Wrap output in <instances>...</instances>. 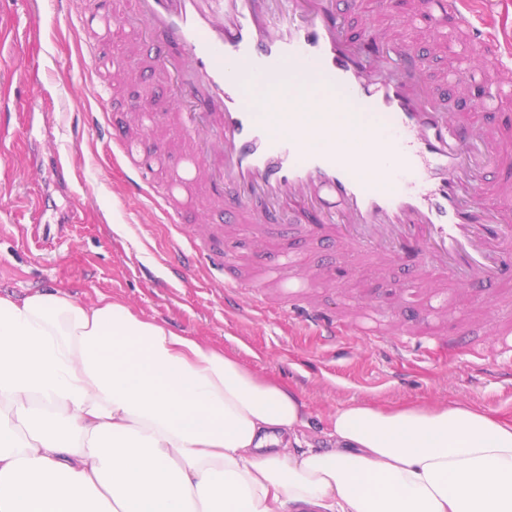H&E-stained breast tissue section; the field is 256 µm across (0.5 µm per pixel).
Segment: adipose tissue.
I'll return each mask as SVG.
<instances>
[{
    "instance_id": "ef3b65f1",
    "label": "adipose tissue",
    "mask_w": 512,
    "mask_h": 512,
    "mask_svg": "<svg viewBox=\"0 0 512 512\" xmlns=\"http://www.w3.org/2000/svg\"><path fill=\"white\" fill-rule=\"evenodd\" d=\"M316 112L333 86L251 81ZM297 393L99 295H0V512H512V421L461 403L329 418Z\"/></svg>"
}]
</instances>
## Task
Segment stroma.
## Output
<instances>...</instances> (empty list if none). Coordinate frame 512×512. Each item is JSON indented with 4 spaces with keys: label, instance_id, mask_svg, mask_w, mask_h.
Instances as JSON below:
<instances>
[{
    "label": "stroma",
    "instance_id": "obj_1",
    "mask_svg": "<svg viewBox=\"0 0 512 512\" xmlns=\"http://www.w3.org/2000/svg\"><path fill=\"white\" fill-rule=\"evenodd\" d=\"M83 51L76 21L58 16L52 0H0V107L13 114L5 134L14 142L0 155V295L61 290L87 304L110 295L295 390L310 412L307 438L322 450L331 447L329 415L351 403L464 402L512 419V350L492 333L493 323L512 319V286L504 303L486 301L484 320L457 312L430 321L422 335L402 337L399 355L382 336L353 332L322 341L284 309L225 308L223 290L199 284L188 269L174 289L164 288L169 226L149 199L122 194L125 159L93 133L73 136L98 109L80 65ZM17 58L38 65L35 81L15 71ZM33 187L45 201L37 224L26 213ZM300 258L335 268L339 285L321 290L319 300L346 322L358 318L344 308L346 288L390 316L411 317L423 302L405 290L404 269L377 281L340 248L305 250ZM479 359L492 363V373L472 369Z\"/></svg>",
    "mask_w": 512,
    "mask_h": 512
}]
</instances>
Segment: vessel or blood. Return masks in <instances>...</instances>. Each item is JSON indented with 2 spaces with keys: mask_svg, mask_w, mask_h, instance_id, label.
Returning a JSON list of instances; mask_svg holds the SVG:
<instances>
[{
  "mask_svg": "<svg viewBox=\"0 0 512 512\" xmlns=\"http://www.w3.org/2000/svg\"><path fill=\"white\" fill-rule=\"evenodd\" d=\"M65 18H77L87 48L85 71L98 89L90 128L103 146L129 163L124 190L149 198L175 231L168 251L183 263L207 251L213 268L234 265L222 281L225 305L263 272L272 300L290 305L302 324L321 336L343 335L335 315L321 309L316 288L335 286L332 267L302 268L295 254L268 250L232 263L225 237L248 232L257 241L281 225L302 230L309 247L352 249L376 275L406 267L409 288L426 305L467 308L471 289L512 279V144L489 116L512 103V40L474 23L472 0H419L431 31L407 39L416 20H401V35L369 26L350 41L344 17L363 12L364 0H56ZM463 28L458 66L440 87L425 76L431 56L448 41L446 19ZM304 70L335 84L340 97L319 112H255L245 77ZM486 84L477 118L449 112L440 100L469 99L474 80ZM145 85L166 100L137 99L129 121H112V81ZM366 111L355 128L338 124L353 105ZM166 126L179 137L172 165L138 162L145 135ZM372 139L387 160L363 168ZM501 175L486 178L489 168ZM205 199L220 224L189 223L196 199ZM376 307L363 310L364 336L404 335L383 327Z\"/></svg>",
  "mask_w": 512,
  "mask_h": 512,
  "instance_id": "vessel-or-blood-1",
  "label": "vessel or blood"
}]
</instances>
